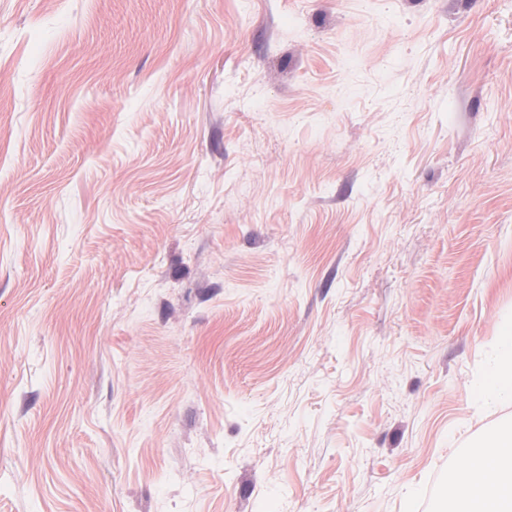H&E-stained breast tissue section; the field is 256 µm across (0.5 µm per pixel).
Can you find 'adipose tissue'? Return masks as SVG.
Instances as JSON below:
<instances>
[{
    "mask_svg": "<svg viewBox=\"0 0 512 512\" xmlns=\"http://www.w3.org/2000/svg\"><path fill=\"white\" fill-rule=\"evenodd\" d=\"M477 385L485 409L512 403V324L502 327L498 345L486 359ZM445 496L452 512H512V424L487 429L478 456L448 478Z\"/></svg>",
    "mask_w": 512,
    "mask_h": 512,
    "instance_id": "ef3b65f1",
    "label": "adipose tissue"
}]
</instances>
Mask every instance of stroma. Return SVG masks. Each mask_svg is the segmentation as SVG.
<instances>
[{
	"label": "stroma",
	"instance_id": "1",
	"mask_svg": "<svg viewBox=\"0 0 512 512\" xmlns=\"http://www.w3.org/2000/svg\"><path fill=\"white\" fill-rule=\"evenodd\" d=\"M510 320L512 0H0V512H446Z\"/></svg>",
	"mask_w": 512,
	"mask_h": 512
}]
</instances>
